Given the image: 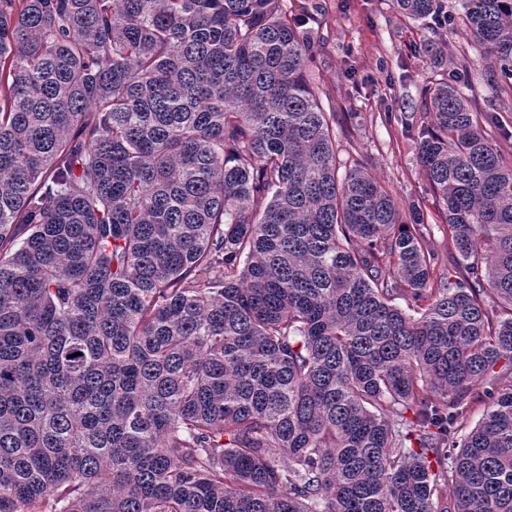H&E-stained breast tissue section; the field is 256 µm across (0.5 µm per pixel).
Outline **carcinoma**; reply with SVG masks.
<instances>
[{"mask_svg": "<svg viewBox=\"0 0 512 512\" xmlns=\"http://www.w3.org/2000/svg\"><path fill=\"white\" fill-rule=\"evenodd\" d=\"M459 5L512 96V0ZM309 53L286 0H0V512H512V167L425 89L435 281ZM482 389L477 386L471 391L469 398L466 400L464 408V421L459 436L468 433L475 427L484 417L487 409L486 401L483 399Z\"/></svg>", "mask_w": 512, "mask_h": 512, "instance_id": "1", "label": "carcinoma"}]
</instances>
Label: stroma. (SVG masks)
I'll list each match as a JSON object with an SVG mask.
<instances>
[{
  "mask_svg": "<svg viewBox=\"0 0 512 512\" xmlns=\"http://www.w3.org/2000/svg\"><path fill=\"white\" fill-rule=\"evenodd\" d=\"M311 42L307 78L336 115V151L358 159L404 205L420 206L437 275L459 262L444 214L418 157L417 134L428 118L423 88L440 75L464 87L488 119L486 131L505 164H512V98L497 89L492 58L464 31L422 28L393 0H288ZM441 51L432 66L425 43Z\"/></svg>",
  "mask_w": 512,
  "mask_h": 512,
  "instance_id": "obj_1",
  "label": "stroma"
}]
</instances>
